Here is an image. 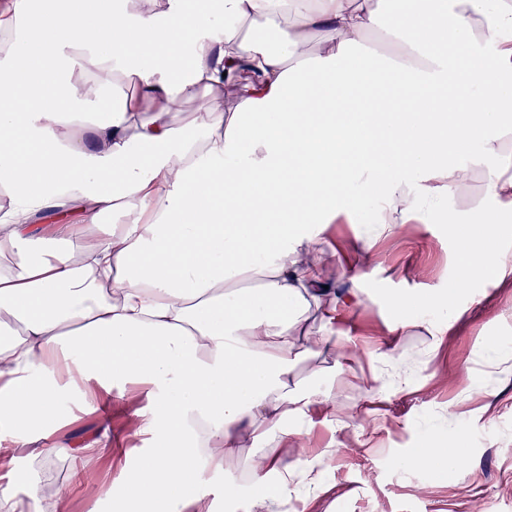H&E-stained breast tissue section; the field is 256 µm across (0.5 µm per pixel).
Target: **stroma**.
<instances>
[{"mask_svg":"<svg viewBox=\"0 0 512 512\" xmlns=\"http://www.w3.org/2000/svg\"><path fill=\"white\" fill-rule=\"evenodd\" d=\"M315 231L335 258V291L365 289L370 298L337 311L334 344L294 362L290 387L322 396L308 418L285 422L262 442L245 436L241 455L225 462L240 497L225 499L221 478L211 477L217 512H512V272L454 292L473 228L427 214L376 238L368 261L358 216L339 215ZM397 296L430 297L435 305L425 314L400 310L392 304ZM452 306L459 310L453 320ZM424 315L441 332L418 327ZM401 320L409 328L397 329ZM491 338L499 342L493 353L486 348ZM147 402L143 389L94 404L80 391L66 394L58 425L16 449L5 469L18 498L31 484L49 481L64 512H87L92 498L98 512H111L122 470L146 460L136 412ZM104 418L112 425L109 451L71 459L50 454ZM431 441L455 445L456 463L437 471L409 467ZM258 447L281 464L322 472L320 487L287 498L268 489L264 509L256 510L249 458Z\"/></svg>","mask_w":512,"mask_h":512,"instance_id":"1","label":"stroma"}]
</instances>
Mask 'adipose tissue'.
Here are the masks:
<instances>
[{"instance_id":"adipose-tissue-1","label":"adipose tissue","mask_w":512,"mask_h":512,"mask_svg":"<svg viewBox=\"0 0 512 512\" xmlns=\"http://www.w3.org/2000/svg\"><path fill=\"white\" fill-rule=\"evenodd\" d=\"M125 78L137 94H115ZM197 99L192 125L169 121ZM511 114L512 0L4 9L0 432L30 443L77 383L90 401L146 387L153 444L113 512H212L201 464L223 471L242 433L320 401L288 383L337 305L309 227L372 210V239L418 213L447 221L478 174L493 206L469 216L456 288L482 280L507 263L490 244L512 213ZM250 475L259 493L293 480L264 452ZM58 506L0 484V512Z\"/></svg>"}]
</instances>
